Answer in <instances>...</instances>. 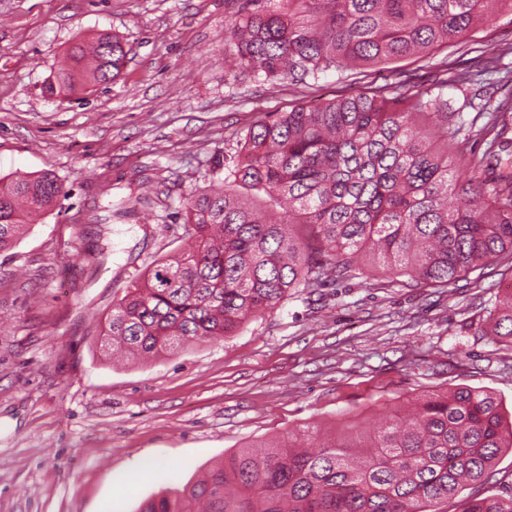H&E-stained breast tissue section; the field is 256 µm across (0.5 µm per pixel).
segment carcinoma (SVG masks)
<instances>
[{"mask_svg": "<svg viewBox=\"0 0 512 512\" xmlns=\"http://www.w3.org/2000/svg\"><path fill=\"white\" fill-rule=\"evenodd\" d=\"M495 9L512 16V0H246L226 54L257 79H315L468 43ZM127 55L116 35L79 40L46 91L114 81ZM447 87L446 78L414 93L377 86L256 122L224 180L187 194L175 213L191 226V247L112 302L104 346L151 357L230 336L299 288L357 275L363 256L421 288L512 262V173L488 177L463 161ZM481 99L466 95L457 111L475 112L472 126L485 120L480 135L500 148L508 124ZM64 196L50 171L0 178V252ZM489 320L492 338L512 346V294ZM311 434L227 452L138 512H446L512 451L500 402L468 385L425 394L414 416L394 411L374 432L325 434L309 450L299 437ZM462 512H512V494L468 499Z\"/></svg>", "mask_w": 512, "mask_h": 512, "instance_id": "obj_1", "label": "carcinoma"}]
</instances>
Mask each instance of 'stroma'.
Segmentation results:
<instances>
[{"instance_id": "35a3bbf8", "label": "stroma", "mask_w": 512, "mask_h": 512, "mask_svg": "<svg viewBox=\"0 0 512 512\" xmlns=\"http://www.w3.org/2000/svg\"><path fill=\"white\" fill-rule=\"evenodd\" d=\"M240 0H0V177L53 172L66 198L0 253V512H138L225 452L306 423L366 427L415 398L481 387L512 414V347L488 312L512 287L494 264L448 288L374 268L297 291L230 336L112 362L113 300L188 243L171 215L220 178L260 113L371 87L416 92L504 48L494 102L512 104V23L477 43L304 83L224 73ZM128 50L114 82L68 99L45 86L99 32Z\"/></svg>"}]
</instances>
